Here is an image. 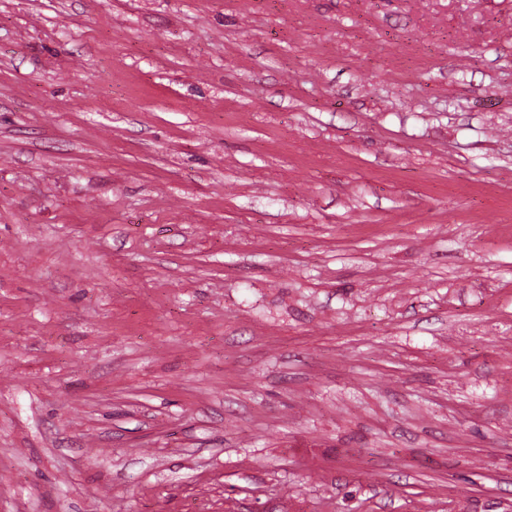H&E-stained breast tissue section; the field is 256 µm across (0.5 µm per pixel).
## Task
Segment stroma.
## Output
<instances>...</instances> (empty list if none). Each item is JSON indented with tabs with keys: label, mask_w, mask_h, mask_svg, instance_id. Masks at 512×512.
<instances>
[{
	"label": "stroma",
	"mask_w": 512,
	"mask_h": 512,
	"mask_svg": "<svg viewBox=\"0 0 512 512\" xmlns=\"http://www.w3.org/2000/svg\"><path fill=\"white\" fill-rule=\"evenodd\" d=\"M512 0H0V512H512Z\"/></svg>",
	"instance_id": "1"
}]
</instances>
